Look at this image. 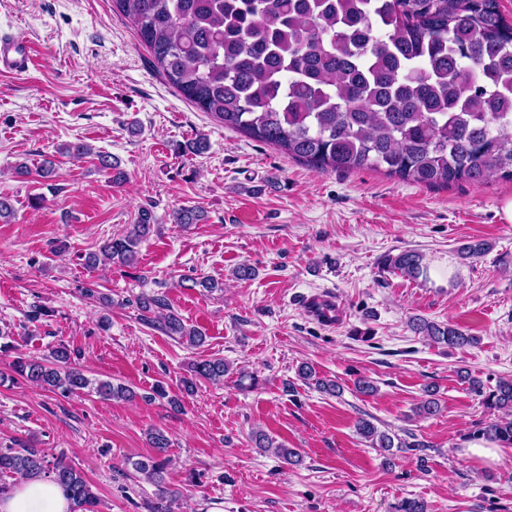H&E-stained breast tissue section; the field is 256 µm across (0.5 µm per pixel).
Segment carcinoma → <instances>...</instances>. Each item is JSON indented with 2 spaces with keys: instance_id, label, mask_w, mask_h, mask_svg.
Instances as JSON below:
<instances>
[{
  "instance_id": "cac0c4a2",
  "label": "carcinoma",
  "mask_w": 512,
  "mask_h": 512,
  "mask_svg": "<svg viewBox=\"0 0 512 512\" xmlns=\"http://www.w3.org/2000/svg\"><path fill=\"white\" fill-rule=\"evenodd\" d=\"M113 6L189 101L224 127L318 171L372 170L429 187L512 180V21L499 0H113ZM93 153L80 140L60 147L76 160ZM172 217L176 224H197L202 212L180 208ZM153 222L152 211L141 209L136 223L89 254L86 265H136ZM383 264L412 279L423 273L422 256L411 250L388 254ZM136 305L145 324L193 346L203 342L165 294H142ZM410 327L435 344L478 343L452 324L415 318ZM13 369L64 398L85 391L104 399L136 396L126 385L72 367L63 345L41 360L19 357ZM229 370L222 357L199 359L182 380L183 392L199 381L220 384ZM458 374L487 409L504 413L470 436L512 448V377L490 387L467 370ZM299 375L321 392L340 393L306 365ZM157 398L181 407L182 399L161 384L143 396ZM356 428L384 452L428 447L396 441L365 418ZM149 440L155 454L132 467L158 487L150 512H172L176 494L165 487L170 441L161 431ZM255 442L275 448L290 465L297 457L262 432ZM41 474L51 476L79 512H94L90 485L64 458L49 460L42 449L23 444L0 447V495L10 491L7 479Z\"/></svg>"
}]
</instances>
